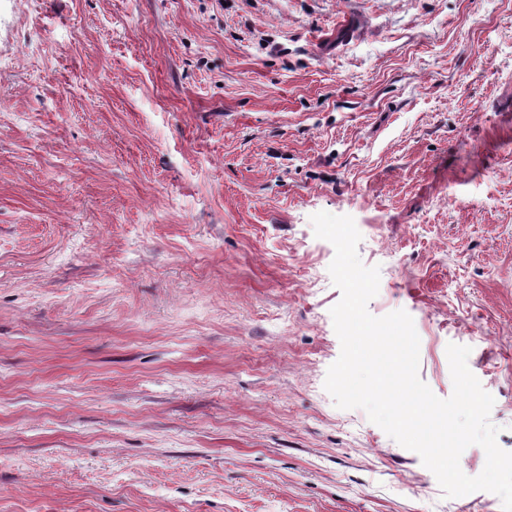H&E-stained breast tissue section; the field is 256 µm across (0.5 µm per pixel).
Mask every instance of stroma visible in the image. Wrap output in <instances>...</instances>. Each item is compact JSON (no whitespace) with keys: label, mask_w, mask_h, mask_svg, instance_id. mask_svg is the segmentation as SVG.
<instances>
[{"label":"stroma","mask_w":512,"mask_h":512,"mask_svg":"<svg viewBox=\"0 0 512 512\" xmlns=\"http://www.w3.org/2000/svg\"><path fill=\"white\" fill-rule=\"evenodd\" d=\"M321 211L512 452V0H0V512H502L326 392Z\"/></svg>","instance_id":"stroma-1"}]
</instances>
